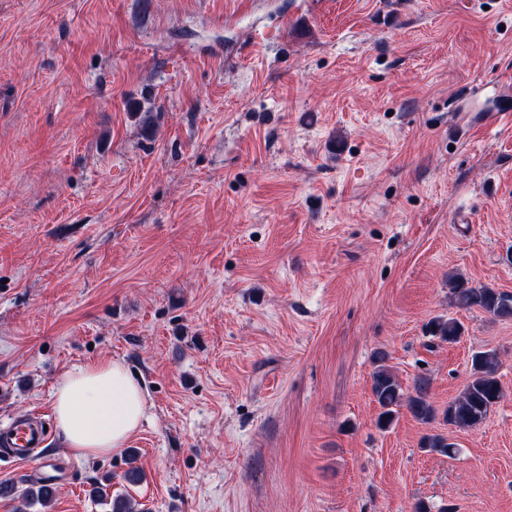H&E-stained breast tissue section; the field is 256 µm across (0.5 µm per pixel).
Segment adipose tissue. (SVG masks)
<instances>
[{"instance_id":"obj_1","label":"adipose tissue","mask_w":512,"mask_h":512,"mask_svg":"<svg viewBox=\"0 0 512 512\" xmlns=\"http://www.w3.org/2000/svg\"><path fill=\"white\" fill-rule=\"evenodd\" d=\"M58 430L68 451L98 459L124 447L146 418L145 394L122 359L66 373L53 392Z\"/></svg>"}]
</instances>
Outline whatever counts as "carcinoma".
<instances>
[{
  "mask_svg": "<svg viewBox=\"0 0 512 512\" xmlns=\"http://www.w3.org/2000/svg\"><path fill=\"white\" fill-rule=\"evenodd\" d=\"M452 298L457 307L470 310L477 308L500 320L512 319V294L488 287H472L462 281L451 285ZM463 326L453 318H438L430 322L432 336L448 343H454L462 334ZM384 357H378L380 365L372 374V393L379 405L378 426L389 428L401 407L424 424L432 423L437 416L436 408L430 400V382L419 378L415 382L414 393H404L396 376L383 365ZM498 355L494 351H481L471 360V377L461 394L448 403L444 419L450 426L459 429L473 428L482 423L504 395L503 387L497 376ZM421 448L451 457L457 452L454 444L439 433L425 435ZM93 496L109 500L110 512H135L132 500L125 496L108 499L106 488L98 486ZM54 491L43 487L29 488L19 497L15 512H29L30 508L40 505L46 509L51 506Z\"/></svg>",
  "mask_w": 512,
  "mask_h": 512,
  "instance_id": "cac0c4a2",
  "label": "carcinoma"
}]
</instances>
